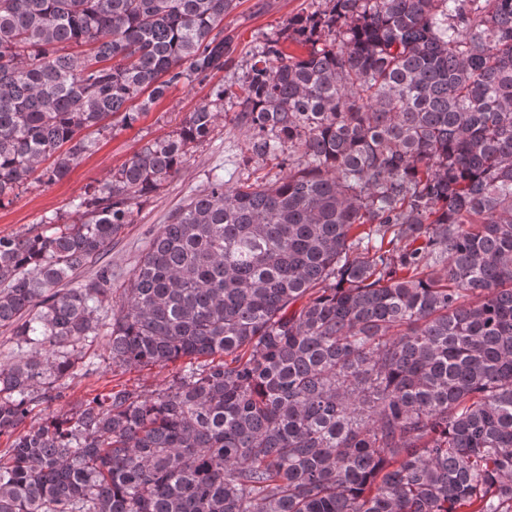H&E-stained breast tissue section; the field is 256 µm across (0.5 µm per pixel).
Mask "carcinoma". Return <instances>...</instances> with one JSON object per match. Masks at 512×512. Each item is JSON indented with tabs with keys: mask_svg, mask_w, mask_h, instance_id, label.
Segmentation results:
<instances>
[{
	"mask_svg": "<svg viewBox=\"0 0 512 512\" xmlns=\"http://www.w3.org/2000/svg\"><path fill=\"white\" fill-rule=\"evenodd\" d=\"M177 133L0 235V512H512V0H325ZM237 0H0V203L233 52ZM306 49L285 52L286 42ZM244 164L107 254L224 101ZM186 366L64 398L84 349Z\"/></svg>",
	"mask_w": 512,
	"mask_h": 512,
	"instance_id": "obj_1",
	"label": "carcinoma"
}]
</instances>
